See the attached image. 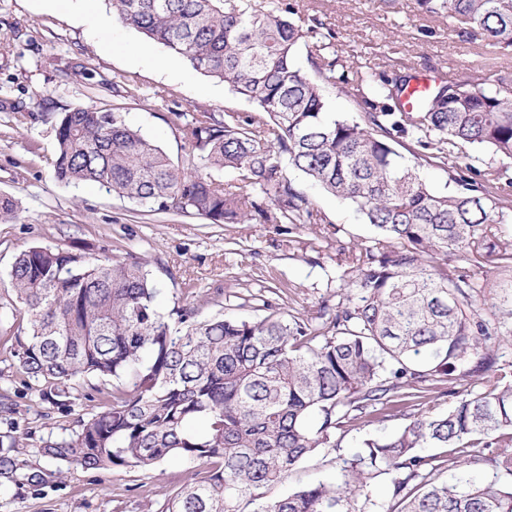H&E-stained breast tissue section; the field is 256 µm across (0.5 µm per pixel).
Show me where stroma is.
I'll return each mask as SVG.
<instances>
[{"label":"stroma","instance_id":"obj_1","mask_svg":"<svg viewBox=\"0 0 512 512\" xmlns=\"http://www.w3.org/2000/svg\"><path fill=\"white\" fill-rule=\"evenodd\" d=\"M302 15L319 17L347 67L368 66L388 75L416 69L459 78L480 61L476 44L461 41L447 20L422 15L416 0H296ZM129 81L133 98L116 96L113 81ZM117 106L126 122L152 139L174 164L187 150L174 122L178 112L208 108L252 112L223 83L204 77L162 45L121 24L109 0H0V194L20 207V219L0 224V289L9 285L15 254L31 245L94 256L133 253L161 281L158 305L195 307L258 320L269 309L301 318L334 312L345 257L352 245L376 238L348 202L288 176L314 203L319 222L207 224L194 217L149 211L105 188L58 182L49 165L56 150L51 126L24 114L59 112L88 104ZM16 327L0 320V440L26 448V470L51 475L48 486L22 487L0 479V512H161L166 499L204 474L198 464L168 460L148 471L109 472L57 467L41 457L46 439L69 436L93 406L90 381L72 384L71 403L45 400L13 354ZM448 409L447 397L429 392L419 406L378 410L336 433V445L304 461L276 487L288 490L336 474L340 459L361 442L383 436L418 415Z\"/></svg>","mask_w":512,"mask_h":512}]
</instances>
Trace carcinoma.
Listing matches in <instances>:
<instances>
[{
    "label": "carcinoma",
    "instance_id": "1",
    "mask_svg": "<svg viewBox=\"0 0 512 512\" xmlns=\"http://www.w3.org/2000/svg\"><path fill=\"white\" fill-rule=\"evenodd\" d=\"M110 2L120 23L254 111L174 113L189 148L182 169L117 108L29 113L33 123L54 122L59 182L96 183L208 224H304L314 204L288 178L285 157L353 204L377 238L348 251L342 301L329 321L277 310L259 321L201 320L182 306L171 311L175 332L143 262L48 246L20 251L0 296V316L27 323L18 327L26 336L15 337L19 367L63 406L75 378L118 382L71 435L38 452L98 471H147L168 459L205 467L204 480L175 492L163 512H512V482L466 473L440 482L436 457L420 453L451 448L453 467L466 448H493L486 465L512 476V369L493 350L498 313L512 309L507 297L489 311L478 306L486 266L512 274V238L500 228L512 212V179L457 155L473 147L512 158V74L485 87L495 57L512 52V0H416L494 56L462 79L434 84L411 112L402 104L409 75L349 77L324 53L333 38L325 24L312 17L303 25L289 0ZM308 34L319 42L310 73L294 60ZM336 85L353 96L358 119L328 112L325 91ZM404 140L417 162L448 167L454 188L438 192L402 163L396 144ZM225 171L235 182L216 179ZM18 219L16 202L1 196L0 224ZM426 382L448 386L447 412L363 440L334 482L260 495L377 406L426 398ZM20 454L16 439L0 442V477L14 478ZM376 481L388 499L373 496Z\"/></svg>",
    "mask_w": 512,
    "mask_h": 512
}]
</instances>
